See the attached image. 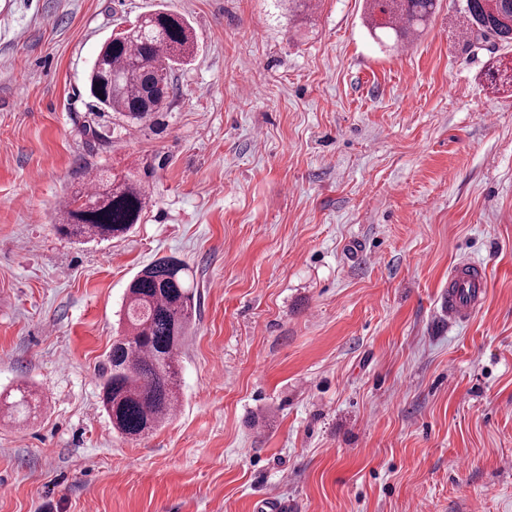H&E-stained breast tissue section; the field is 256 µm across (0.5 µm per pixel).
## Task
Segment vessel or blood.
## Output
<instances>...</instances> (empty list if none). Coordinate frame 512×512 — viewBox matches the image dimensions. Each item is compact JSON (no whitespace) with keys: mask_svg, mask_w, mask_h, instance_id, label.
<instances>
[{"mask_svg":"<svg viewBox=\"0 0 512 512\" xmlns=\"http://www.w3.org/2000/svg\"><path fill=\"white\" fill-rule=\"evenodd\" d=\"M487 288L483 264L472 261L454 266L448 273V289L443 307L450 320L464 322L481 307Z\"/></svg>","mask_w":512,"mask_h":512,"instance_id":"obj_1","label":"vessel or blood"}]
</instances>
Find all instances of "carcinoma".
Listing matches in <instances>:
<instances>
[{
    "mask_svg": "<svg viewBox=\"0 0 512 512\" xmlns=\"http://www.w3.org/2000/svg\"><path fill=\"white\" fill-rule=\"evenodd\" d=\"M438 0H367L371 36L399 49L421 32ZM469 44H512V0H464ZM194 52L189 23L164 7L148 14L119 41L106 40L90 69L89 92L112 115V129L131 133L167 108L170 73ZM146 190L136 179L95 177L68 199L57 231L63 236L122 238L140 223ZM187 265L158 258L131 281L123 331L112 344L102 379V405L112 429L139 439L168 423L179 404V349L197 315Z\"/></svg>",
    "mask_w": 512,
    "mask_h": 512,
    "instance_id": "1",
    "label": "carcinoma"
}]
</instances>
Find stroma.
<instances>
[{"mask_svg": "<svg viewBox=\"0 0 512 512\" xmlns=\"http://www.w3.org/2000/svg\"><path fill=\"white\" fill-rule=\"evenodd\" d=\"M0 0V512H512L511 46L440 0L404 48L364 0ZM197 50L158 123L111 134L102 42L157 6ZM109 133L99 144L89 131ZM149 200L120 239L67 238L89 177ZM188 265L200 308L181 405L113 432L102 372L132 278ZM488 269L482 310H442ZM487 273L483 264L472 261L448 272V289L443 308L454 322H464L481 307L486 295Z\"/></svg>", "mask_w": 512, "mask_h": 512, "instance_id": "1", "label": "stroma"}]
</instances>
